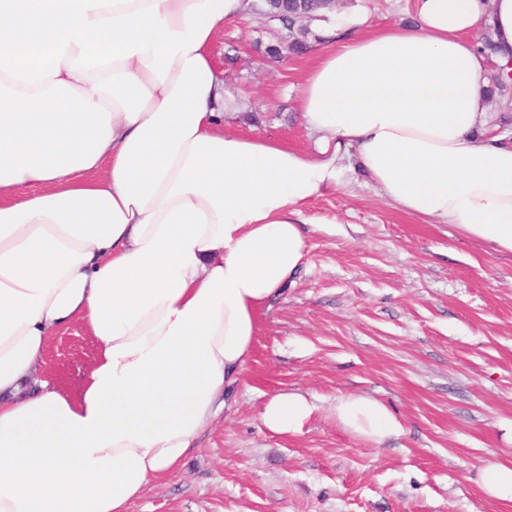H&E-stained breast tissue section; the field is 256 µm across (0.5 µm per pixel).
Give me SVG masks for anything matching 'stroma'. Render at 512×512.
I'll return each mask as SVG.
<instances>
[{"label":"stroma","instance_id":"stroma-1","mask_svg":"<svg viewBox=\"0 0 512 512\" xmlns=\"http://www.w3.org/2000/svg\"><path fill=\"white\" fill-rule=\"evenodd\" d=\"M344 4L373 25L412 21L410 0ZM284 34L252 14L216 35L238 105L224 123L309 151L298 82L311 56L265 57ZM306 216L304 264L259 309L230 412L128 512H512L479 481L486 460L512 465V255L408 216L362 181L315 198ZM95 355L76 324L52 336L39 371L74 393ZM283 391L315 406L300 433L261 422ZM343 394L384 402L402 435L375 443L344 430L331 413Z\"/></svg>","mask_w":512,"mask_h":512}]
</instances>
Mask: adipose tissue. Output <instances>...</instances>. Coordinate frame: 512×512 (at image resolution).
Here are the masks:
<instances>
[{"mask_svg": "<svg viewBox=\"0 0 512 512\" xmlns=\"http://www.w3.org/2000/svg\"><path fill=\"white\" fill-rule=\"evenodd\" d=\"M250 5L0 0V512H127L183 465L345 159L402 212L512 255V144L487 108L512 0H413L410 25L337 12L299 82L310 152L224 127L210 47ZM77 323L97 355L73 395L38 368ZM313 411L282 392L261 421L295 434ZM331 412L373 442L403 431L369 396Z\"/></svg>", "mask_w": 512, "mask_h": 512, "instance_id": "obj_1", "label": "adipose tissue"}]
</instances>
